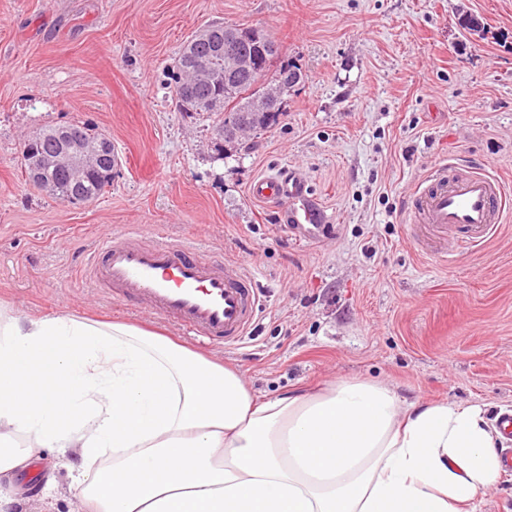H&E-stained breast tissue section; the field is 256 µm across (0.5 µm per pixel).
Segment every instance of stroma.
Here are the masks:
<instances>
[{
    "label": "stroma",
    "mask_w": 512,
    "mask_h": 512,
    "mask_svg": "<svg viewBox=\"0 0 512 512\" xmlns=\"http://www.w3.org/2000/svg\"><path fill=\"white\" fill-rule=\"evenodd\" d=\"M252 26L304 79L278 123L224 153L213 116L181 111L173 73L210 25ZM88 122L120 157L95 202L69 205L22 172L37 130ZM512 183V0H0V298L22 315L153 325L224 357L258 396L371 379L408 402L512 409V217L481 248L422 255L408 201L440 159ZM299 169L334 230L306 242L250 181ZM142 228L242 264L265 300L225 349L90 288L100 236ZM10 485L5 512H74L58 451ZM54 476L55 497L36 491Z\"/></svg>",
    "instance_id": "stroma-1"
}]
</instances>
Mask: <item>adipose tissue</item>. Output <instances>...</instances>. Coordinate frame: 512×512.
<instances>
[{"label": "adipose tissue", "instance_id": "adipose-tissue-1", "mask_svg": "<svg viewBox=\"0 0 512 512\" xmlns=\"http://www.w3.org/2000/svg\"><path fill=\"white\" fill-rule=\"evenodd\" d=\"M480 408L340 379L261 400L162 333L0 303V476L77 454V512H475L502 473Z\"/></svg>", "mask_w": 512, "mask_h": 512}]
</instances>
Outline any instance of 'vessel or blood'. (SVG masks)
Here are the masks:
<instances>
[{
	"label": "vessel or blood",
	"mask_w": 512,
	"mask_h": 512,
	"mask_svg": "<svg viewBox=\"0 0 512 512\" xmlns=\"http://www.w3.org/2000/svg\"><path fill=\"white\" fill-rule=\"evenodd\" d=\"M249 196L278 207L298 239L328 238L332 218L298 171L256 177ZM512 197L497 178L436 161L415 189L409 212L416 233L447 247L448 233L464 230L462 247L476 248L503 222ZM85 277L111 299L137 305L188 333L226 347L238 346L263 306L252 275L237 263L208 259L193 241L149 240L136 230L101 237L85 257Z\"/></svg>",
	"instance_id": "1"
}]
</instances>
